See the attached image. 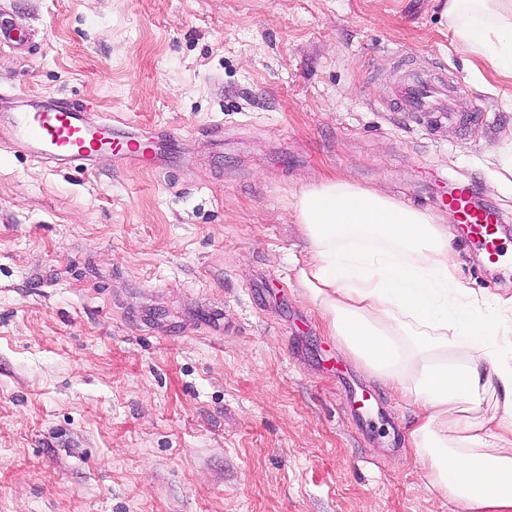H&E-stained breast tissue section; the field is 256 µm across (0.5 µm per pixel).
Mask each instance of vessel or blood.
Returning <instances> with one entry per match:
<instances>
[{
  "label": "vessel or blood",
  "mask_w": 512,
  "mask_h": 512,
  "mask_svg": "<svg viewBox=\"0 0 512 512\" xmlns=\"http://www.w3.org/2000/svg\"><path fill=\"white\" fill-rule=\"evenodd\" d=\"M398 67L405 78L394 88L390 111L429 118L442 115L461 123L473 117L477 107L465 97L423 79L408 62H399ZM0 129L31 159L78 173L92 172L103 153L127 169L153 171L169 165L178 148L171 136H137L127 130L123 118L98 112L94 102L45 94L0 93ZM472 195L471 186L458 185L448 195V206L466 227L464 246L498 262L504 251L498 230L500 216L472 209Z\"/></svg>",
  "instance_id": "1"
}]
</instances>
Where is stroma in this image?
I'll return each instance as SVG.
<instances>
[{"label": "stroma", "instance_id": "obj_1", "mask_svg": "<svg viewBox=\"0 0 512 512\" xmlns=\"http://www.w3.org/2000/svg\"><path fill=\"white\" fill-rule=\"evenodd\" d=\"M445 0H0V91L95 100L182 163L81 175L0 141V512H455L296 281L292 209L326 175L457 219L476 181L512 296V83L475 72ZM463 90L468 127L389 111L395 60ZM223 148H215L216 138ZM496 167L491 187L501 189L512 185V143L502 146L494 156Z\"/></svg>", "mask_w": 512, "mask_h": 512}]
</instances>
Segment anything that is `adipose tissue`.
Listing matches in <instances>:
<instances>
[{
    "label": "adipose tissue",
    "mask_w": 512,
    "mask_h": 512,
    "mask_svg": "<svg viewBox=\"0 0 512 512\" xmlns=\"http://www.w3.org/2000/svg\"><path fill=\"white\" fill-rule=\"evenodd\" d=\"M462 52L512 80V0H448ZM293 211L297 280L329 333L423 414L410 434L432 488L460 512H512V300L459 280L447 225L329 176Z\"/></svg>",
    "instance_id": "adipose-tissue-1"
}]
</instances>
